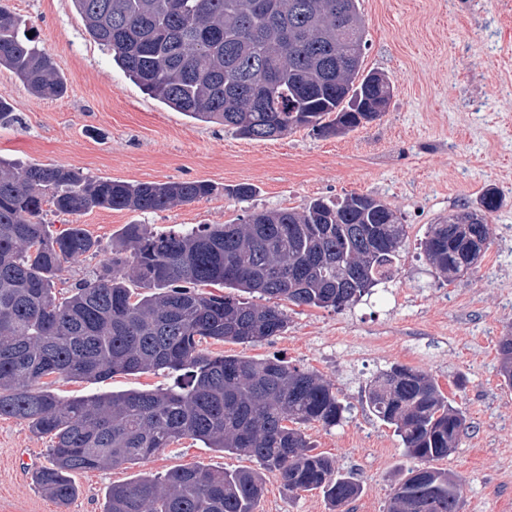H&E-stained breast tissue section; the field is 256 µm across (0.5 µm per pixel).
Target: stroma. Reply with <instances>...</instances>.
I'll use <instances>...</instances> for the list:
<instances>
[{"instance_id": "stroma-1", "label": "stroma", "mask_w": 512, "mask_h": 512, "mask_svg": "<svg viewBox=\"0 0 512 512\" xmlns=\"http://www.w3.org/2000/svg\"><path fill=\"white\" fill-rule=\"evenodd\" d=\"M32 33L67 80L58 99L31 94L0 67V100L13 121L0 125V157L57 165L129 183L194 180L215 187L207 199L162 212L96 209L72 217L47 212L52 231L80 224L102 250L69 262L55 284L74 283L105 259L124 225L156 233L198 224H239L261 210H302L316 198L364 194L384 202L406 231L393 281L342 310L285 303L288 327L255 345L210 344L215 353L283 356L318 372L348 412L337 426L305 432L315 452L353 473L363 493L333 510L320 491L291 493L265 476L254 512H388L399 478L414 467L399 438L368 410L365 385L403 364L434 377L465 414L469 429L435 468L456 474L463 512H512V388L499 374L498 345L512 334V0H360L365 70L393 85L386 112L342 136L301 128L274 140H250L221 125L176 112L133 83L86 32L71 0H0ZM248 184V198L230 187ZM496 188L503 206L488 215L490 241L476 268L445 281L420 250L430 225ZM163 371L117 374L100 383L49 378L68 399L92 393L173 385ZM51 441L0 417V512H103L112 485L135 469L73 476L78 495L66 510L35 482ZM227 471L247 457L185 438L142 470L162 476L183 465Z\"/></svg>"}]
</instances>
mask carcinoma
Returning a JSON list of instances; mask_svg holds the SVG:
<instances>
[{
  "label": "carcinoma",
  "mask_w": 512,
  "mask_h": 512,
  "mask_svg": "<svg viewBox=\"0 0 512 512\" xmlns=\"http://www.w3.org/2000/svg\"><path fill=\"white\" fill-rule=\"evenodd\" d=\"M87 33L149 95L172 110L222 124L252 140L298 128L350 132L375 112H348L372 90L362 68L359 0H71ZM0 67L39 98L64 95L52 58L18 33L0 9ZM203 181L131 184L59 166L19 168L0 160V417L51 440L35 480L61 506L77 494L72 474L136 466L189 438L245 456L255 468L184 466L114 485L104 512H254L266 472L290 493L320 490L339 508L362 485L312 452L304 426L337 425L344 411L333 386L273 357L214 355L203 344H255L280 335L279 301L342 309L393 278L404 225L357 209V194L315 199L303 210L249 215L242 224H199L154 233L126 224L110 256L58 299L69 261L100 250L75 224L55 234L44 206L62 215L93 209L162 212L209 197ZM495 212L493 189L479 198ZM489 228L433 224L420 248L448 278L461 258L479 260ZM207 287L229 288L214 294ZM258 293L256 305L240 293ZM500 375L512 385V336L499 342ZM183 373L169 388L62 399L42 379L105 381L116 374ZM369 411L394 429L408 457L425 463L398 482L389 512H461L458 483L426 466L447 457L468 428L432 376L394 365L364 390Z\"/></svg>",
  "instance_id": "cac0c4a2"
}]
</instances>
